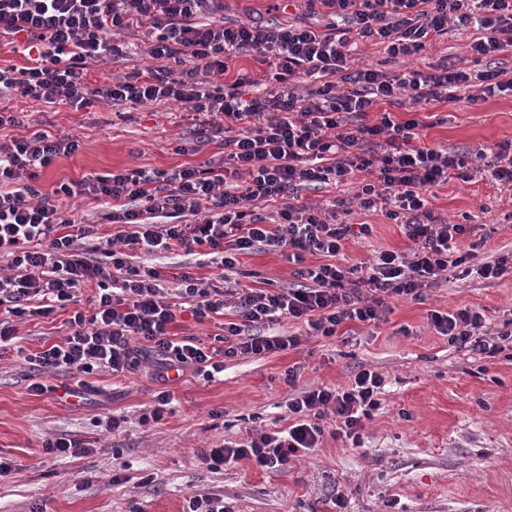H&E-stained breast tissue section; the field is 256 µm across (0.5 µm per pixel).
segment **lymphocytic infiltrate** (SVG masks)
Masks as SVG:
<instances>
[{"mask_svg": "<svg viewBox=\"0 0 512 512\" xmlns=\"http://www.w3.org/2000/svg\"><path fill=\"white\" fill-rule=\"evenodd\" d=\"M323 6L325 28L283 23L226 24L224 0H0V37H24L26 65H0V94L44 104L60 101L82 109L103 102L115 107L177 103L202 118L204 139H222L224 159L187 163L171 170L122 169L39 186L40 171L80 148L78 139L47 131L24 132L21 115L0 113V127L19 129L0 142V344L15 330L9 316H45L55 306L88 296L90 311L73 312L63 342L28 357L34 371L67 368L90 374L131 372L152 360L161 376L195 371L204 378L223 372L224 361L242 355L283 352L299 345L295 335H256L252 329L282 321L304 325L307 335L334 338L347 322L381 321L389 299L421 301L442 272L471 265L485 280L512 275V253L484 255V241L461 248L465 225L443 224L429 207L434 189L458 179L490 180L512 187V143L458 152L423 144L415 120L395 121L393 105L443 102L466 92L471 104L512 97V68L498 54L512 52V0H306ZM145 37L151 65L124 77L92 84L102 59L126 57L122 33ZM470 33V64H432L397 72L357 66L353 46L382 45L391 59L419 57L432 41ZM258 54L269 68L262 76L227 78L230 60ZM314 86L295 93L291 80ZM263 95L251 94L254 86ZM386 105L379 121L367 112ZM360 117L352 124L351 115ZM357 183L361 210L381 209L402 225L412 255L377 253L366 267L337 264L352 235L351 209L323 211L302 202L298 191ZM86 196L100 203L102 221L128 230L114 250L111 239L62 199ZM176 214L174 224H154L153 214ZM232 271L241 255L262 249L297 266V288H252L238 281L216 285L185 270L177 275L180 302H172L163 270L133 265V253H195ZM318 257L307 265V257ZM221 345L174 333L182 310L197 321L224 313ZM449 344L492 357L486 317L461 306L430 314ZM383 378L359 371L350 385L310 387L288 398L289 425L258 432L237 447L210 449L209 470L241 459L271 470L288 467L297 453L313 450L326 421L336 436L359 445L366 421L381 407Z\"/></svg>", "mask_w": 512, "mask_h": 512, "instance_id": "lymphocytic-infiltrate-1", "label": "lymphocytic infiltrate"}]
</instances>
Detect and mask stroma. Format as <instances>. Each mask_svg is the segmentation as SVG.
<instances>
[{"label":"stroma","mask_w":512,"mask_h":512,"mask_svg":"<svg viewBox=\"0 0 512 512\" xmlns=\"http://www.w3.org/2000/svg\"><path fill=\"white\" fill-rule=\"evenodd\" d=\"M275 0H224L229 23L288 22L324 26V14L309 12L303 0L279 12ZM0 107L28 115L31 129L69 134L81 142L71 156L40 172V184L84 175L144 167L171 169L185 163L221 160L219 141L198 138L194 114L176 105L117 112L103 103L81 110L13 96ZM396 121L422 123L426 144L456 151L512 142V97L479 105L466 99L421 107L393 108ZM435 216L462 222L474 216L486 225L487 254L512 252V189L491 181L449 182L431 201ZM351 219L369 225L368 235L350 237L345 263L368 266L376 252H407L410 240L381 212L354 210ZM244 285L293 288L294 264L267 252L240 256ZM426 299L391 301L379 325L351 324L345 337H308L300 324L281 330L301 336L296 348L274 354L228 358L223 373L206 380L193 371L164 381L154 364L140 362L118 376L97 370L86 375L83 398L65 397L77 374L43 375L49 390L31 391V372L18 350L34 354L61 341L70 309L46 316L14 318V345L0 350V456L18 468L0 478V512H183L195 494H219L229 512H512V347L496 357L449 345L429 322L431 310L460 306L482 309L491 333L512 319V277L492 283L452 269ZM300 367L296 384L289 369ZM380 374L382 405L370 420L360 447L336 438L327 425L318 447L273 471L239 460L218 471L203 462L209 449L244 442L252 415L266 432L287 428L285 402L316 386L343 387L360 370ZM173 402L153 427L139 415L158 392ZM126 418L112 433L104 417ZM91 447L84 456L47 454V440L61 435ZM121 482H113V469Z\"/></svg>","instance_id":"stroma-1"}]
</instances>
